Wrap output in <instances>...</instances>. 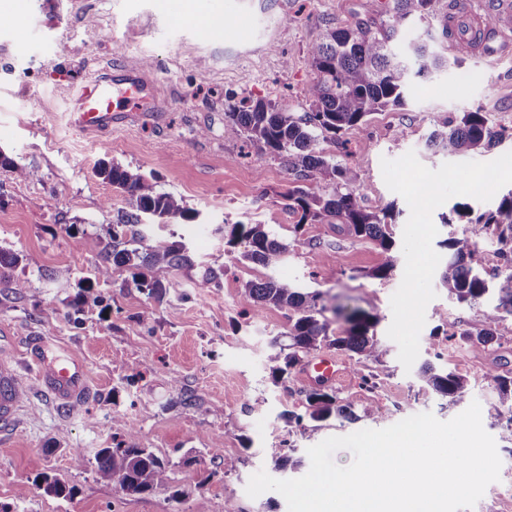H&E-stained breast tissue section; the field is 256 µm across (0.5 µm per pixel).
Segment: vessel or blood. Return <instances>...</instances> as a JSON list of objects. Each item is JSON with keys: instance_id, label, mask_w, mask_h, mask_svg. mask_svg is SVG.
Listing matches in <instances>:
<instances>
[{"instance_id": "b4317fda", "label": "vessel or blood", "mask_w": 512, "mask_h": 512, "mask_svg": "<svg viewBox=\"0 0 512 512\" xmlns=\"http://www.w3.org/2000/svg\"><path fill=\"white\" fill-rule=\"evenodd\" d=\"M149 105L160 111L162 104L154 90L150 73L131 66L119 69L86 83L73 110V122L81 128L108 127L122 119L125 113L137 111L139 105ZM33 360L37 378L52 397L61 404L80 399L87 390L83 364L70 356L58 355L49 346H41ZM339 371L336 362L320 356L308 363L304 377L307 381L327 385L336 381ZM18 379L7 366H0V432L12 430L18 422Z\"/></svg>"}]
</instances>
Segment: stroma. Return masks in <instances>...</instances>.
Segmentation results:
<instances>
[{"label": "stroma", "mask_w": 512, "mask_h": 512, "mask_svg": "<svg viewBox=\"0 0 512 512\" xmlns=\"http://www.w3.org/2000/svg\"><path fill=\"white\" fill-rule=\"evenodd\" d=\"M387 0H205L204 11L236 6L252 27L235 42L178 20L157 0H27L24 11L0 23V250L21 260L0 276V356L14 358L21 388L20 422L0 436V502L13 512H288L268 491L249 497L251 475L266 471L293 479L310 468L309 447L331 436L382 429L430 412L447 421L467 401L481 405L482 423L502 461L472 512H512V441L495 417L502 396L489 368L512 373V316L492 297L467 304L439 279L444 240L462 224L443 223L453 205L474 213L493 209L495 194L476 187L480 173H496L499 191L512 190V49L490 40L483 56H466L413 87L401 107L371 114L341 142L317 139L320 155L352 167L367 206L395 205L389 229L398 266L372 278L379 247L337 233L332 224H300L285 195L295 187L288 157L258 156L231 129L232 101L270 99L295 115L314 77L308 46L331 27L380 25ZM148 65L166 100L139 122L89 132L71 124L79 88L111 69ZM487 112L500 139L488 149L448 155L426 145L438 124L475 109ZM154 174L161 191L200 211L201 222L179 220L141 227L151 248L182 240L197 265L162 273V296L95 277L112 226L130 211L126 195L97 173L99 161ZM36 169L37 179L20 176ZM262 224L287 242L282 264L270 270L228 246L224 224ZM341 267L329 280L332 267ZM222 271L219 287L196 297L200 268ZM285 278L318 291L327 308L342 305L379 318L381 360L351 359L323 348L340 375L329 386L352 401L356 420L308 419L311 384L294 369L273 380L272 342L287 343L290 313L272 305L243 314L246 282ZM23 280L24 293L13 283ZM100 300L76 312L82 295ZM496 324L498 339L474 352L464 330ZM50 343L85 366L89 391L63 405L35 382L31 350ZM467 382L466 402L433 395L417 378L423 364ZM302 423L289 422V414ZM134 423L137 444L170 463L165 486L126 495L97 479L92 466H73L70 451L94 454L125 439ZM236 468L225 471V459ZM55 474L78 494L68 502L46 495L37 476Z\"/></svg>", "instance_id": "35a3bbf8"}]
</instances>
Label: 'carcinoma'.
I'll return each instance as SVG.
<instances>
[{"label":"carcinoma","instance_id":"carcinoma-1","mask_svg":"<svg viewBox=\"0 0 512 512\" xmlns=\"http://www.w3.org/2000/svg\"><path fill=\"white\" fill-rule=\"evenodd\" d=\"M389 19L372 31L361 26L336 27L327 30L321 41L307 50V60L315 77L306 87L307 111L301 117L286 112L266 99L243 98L224 113L231 128L243 134L258 148V156L266 153L288 154L289 170L297 179L313 183L317 191L301 187L288 190V210L299 214L298 224H341L351 236L373 241L381 250L382 262L371 276L384 279L398 265V248L387 231L393 208L379 211L368 208L356 183L357 174L316 153L313 144L320 135L334 140L349 128L361 123L374 112L406 103L407 92L418 77L432 69L447 66V59L436 54L425 43L416 42L409 54L401 56L392 44L411 23L433 19L442 21V35L454 43L456 59L469 55L471 41L484 42L487 31L471 36L469 29L448 27V5L444 0H389ZM495 134L485 113L465 112L457 121H446L433 129L428 146L450 155L490 148ZM100 173L121 192L128 195L133 211L120 224L112 225V244L105 247L96 266V278L104 282L113 279L122 269L132 271V283L148 295H160L167 284L156 276L159 271L191 268L195 260L182 242L141 247L142 236L124 238L119 226L148 221H195L200 213L191 211L183 200L157 188L155 177L133 172L119 164L103 166ZM457 220L469 225L458 237L443 242L448 258L441 270L442 284L448 293L463 303H472L491 293L498 308L512 316V190L499 196L495 209L472 217L466 202L453 206ZM496 236L500 245V265L491 278L471 265V259L484 244L485 235ZM227 244H245L242 257L265 268L279 265L288 253V244L272 237L263 224L224 225ZM220 275L212 268L203 270L195 283L198 296H203L219 284ZM319 292H302L292 282L268 278L246 283L241 302L254 312L267 305L292 312L288 329V349L275 348L268 355L270 372L279 380L301 362L303 356L321 348L334 347L359 359H380L375 336L379 322L376 315L339 307L334 314L343 319L346 329L330 333L324 316ZM473 349L482 351L497 338V326L488 324L463 332ZM421 381L435 394L454 403L467 394L465 378L452 372L438 373L425 363L419 371ZM313 408L311 418L324 420L333 415L352 419L353 402L340 403L336 396L323 389L308 395ZM94 460L99 478L113 484L125 494H143L165 485L169 480L168 464L134 439L112 447L99 448ZM38 487L55 498L71 500L75 488L64 480L45 474Z\"/></svg>","mask_w":512,"mask_h":512}]
</instances>
